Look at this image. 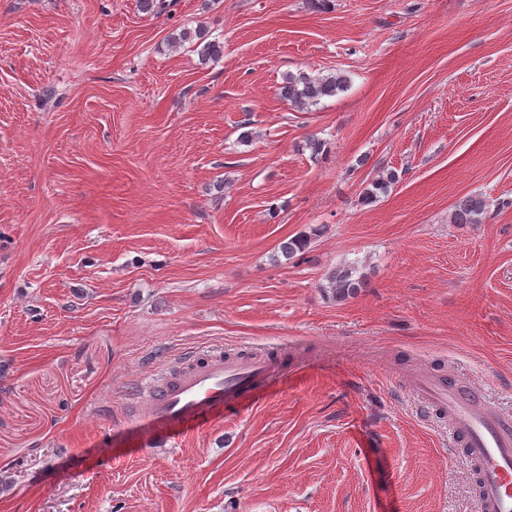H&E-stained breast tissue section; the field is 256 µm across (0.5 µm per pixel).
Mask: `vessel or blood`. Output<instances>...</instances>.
<instances>
[{
    "label": "vessel or blood",
    "instance_id": "vessel-or-blood-1",
    "mask_svg": "<svg viewBox=\"0 0 512 512\" xmlns=\"http://www.w3.org/2000/svg\"><path fill=\"white\" fill-rule=\"evenodd\" d=\"M270 373L258 358L188 352L165 380L147 378L130 397L146 399V422L187 427L221 414L225 401L250 394ZM417 395L422 404L447 411L453 432L464 436L465 453L477 469L480 512H512V416L482 411L485 389L478 385L457 389L425 382Z\"/></svg>",
    "mask_w": 512,
    "mask_h": 512
}]
</instances>
